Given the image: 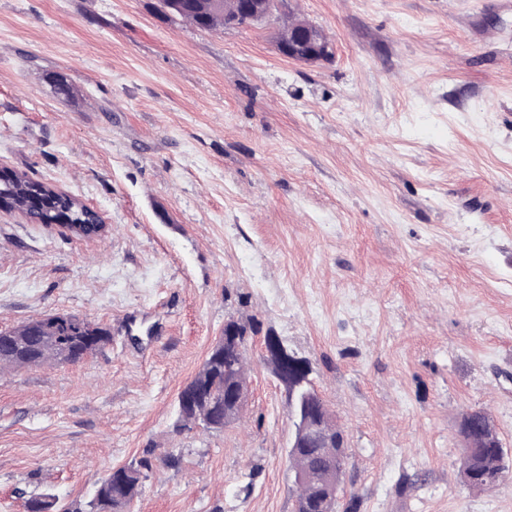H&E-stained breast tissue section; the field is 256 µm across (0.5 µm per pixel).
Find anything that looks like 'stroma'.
Segmentation results:
<instances>
[{"label": "stroma", "instance_id": "35a3bbf8", "mask_svg": "<svg viewBox=\"0 0 512 512\" xmlns=\"http://www.w3.org/2000/svg\"><path fill=\"white\" fill-rule=\"evenodd\" d=\"M290 10L329 59L159 0H0V169L108 226L0 211V330L74 315L110 335L0 371V512L46 494L84 512L147 449L131 512H294L268 336L344 431L345 512H512V481L463 483L457 436L481 408L512 449V0ZM232 318L255 328L243 412L178 426ZM279 50L294 62L313 64L329 58L333 51L324 31L312 23L298 20L288 28V16L282 20Z\"/></svg>", "mask_w": 512, "mask_h": 512}]
</instances>
